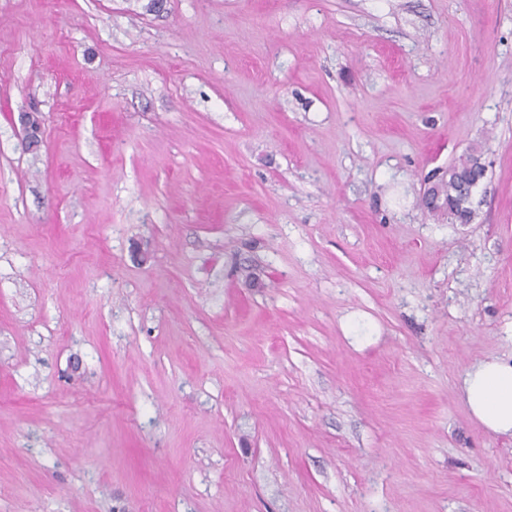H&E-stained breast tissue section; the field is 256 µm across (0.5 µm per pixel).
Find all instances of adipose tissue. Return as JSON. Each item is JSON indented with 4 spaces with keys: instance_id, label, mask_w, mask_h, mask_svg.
<instances>
[{
    "instance_id": "ef3b65f1",
    "label": "adipose tissue",
    "mask_w": 512,
    "mask_h": 512,
    "mask_svg": "<svg viewBox=\"0 0 512 512\" xmlns=\"http://www.w3.org/2000/svg\"><path fill=\"white\" fill-rule=\"evenodd\" d=\"M472 418L488 431L512 436V361L489 358L474 364L462 378Z\"/></svg>"
}]
</instances>
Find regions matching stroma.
I'll use <instances>...</instances> for the list:
<instances>
[{"mask_svg": "<svg viewBox=\"0 0 512 512\" xmlns=\"http://www.w3.org/2000/svg\"><path fill=\"white\" fill-rule=\"evenodd\" d=\"M147 2L0 0V512H512V0ZM485 178L483 152L480 148L473 147L450 166L448 179H442L437 184L435 192L439 194L438 205L428 209L423 197V206L438 222L470 224L475 217L473 195ZM476 180L478 183L474 184ZM462 390L477 423L512 436V360L489 358L474 364L462 378Z\"/></svg>", "mask_w": 512, "mask_h": 512, "instance_id": "1", "label": "stroma"}]
</instances>
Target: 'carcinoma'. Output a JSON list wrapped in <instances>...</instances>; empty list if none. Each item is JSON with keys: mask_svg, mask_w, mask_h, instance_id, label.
Here are the masks:
<instances>
[{"mask_svg": "<svg viewBox=\"0 0 512 512\" xmlns=\"http://www.w3.org/2000/svg\"><path fill=\"white\" fill-rule=\"evenodd\" d=\"M486 178L483 152L473 147L450 166L448 179L437 184L438 205L428 213L438 222L470 224L475 217L473 195L478 184Z\"/></svg>", "mask_w": 512, "mask_h": 512, "instance_id": "carcinoma-1", "label": "carcinoma"}]
</instances>
